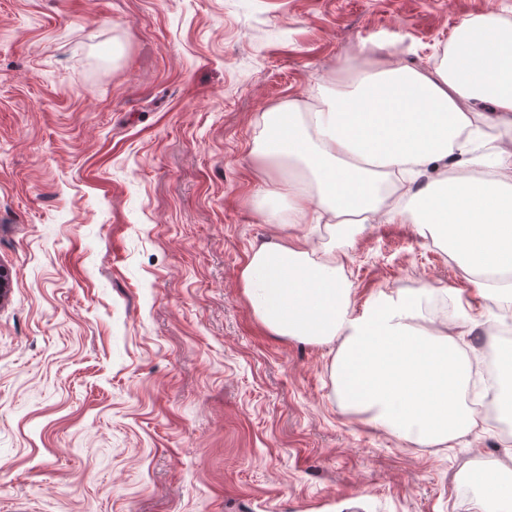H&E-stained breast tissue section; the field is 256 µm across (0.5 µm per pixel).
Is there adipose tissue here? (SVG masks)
I'll return each mask as SVG.
<instances>
[{
	"mask_svg": "<svg viewBox=\"0 0 512 512\" xmlns=\"http://www.w3.org/2000/svg\"><path fill=\"white\" fill-rule=\"evenodd\" d=\"M350 83L319 86L313 103L263 114L250 156L263 172V223L281 235L253 247L239 280L256 321L275 336L339 341L332 377L343 411L420 448H445L476 419L463 397L478 356L422 325L419 297L379 294L356 313L335 246L368 225H412L440 243L476 292L512 302V19L463 20L439 60L413 67L378 48ZM490 105L499 137L473 119ZM503 464L470 473L484 500L512 512Z\"/></svg>",
	"mask_w": 512,
	"mask_h": 512,
	"instance_id": "adipose-tissue-1",
	"label": "adipose tissue"
}]
</instances>
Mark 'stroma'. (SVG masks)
Wrapping results in <instances>:
<instances>
[{"mask_svg":"<svg viewBox=\"0 0 512 512\" xmlns=\"http://www.w3.org/2000/svg\"><path fill=\"white\" fill-rule=\"evenodd\" d=\"M512 0H0V512H482L483 417L418 448L340 407L337 343L267 333L239 288L264 112L360 46L441 54ZM380 292L503 320L408 224L342 243Z\"/></svg>","mask_w":512,"mask_h":512,"instance_id":"1","label":"stroma"}]
</instances>
